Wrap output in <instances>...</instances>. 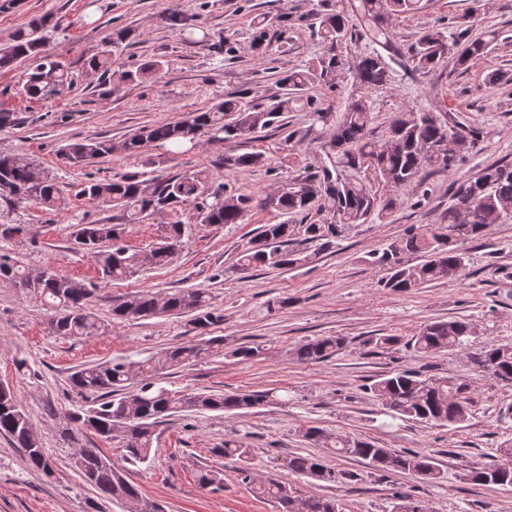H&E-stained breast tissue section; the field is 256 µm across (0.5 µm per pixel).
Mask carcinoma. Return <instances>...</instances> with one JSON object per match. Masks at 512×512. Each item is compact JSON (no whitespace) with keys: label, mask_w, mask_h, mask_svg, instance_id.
<instances>
[{"label":"carcinoma","mask_w":512,"mask_h":512,"mask_svg":"<svg viewBox=\"0 0 512 512\" xmlns=\"http://www.w3.org/2000/svg\"><path fill=\"white\" fill-rule=\"evenodd\" d=\"M342 2L318 0L307 29L323 46L324 53L304 65L279 72V92L268 102L249 104L242 96L227 97L190 113L184 120L143 126L120 141L96 138L70 142L62 148L64 159L74 166L112 153L136 159L149 146L176 155L197 137L216 145L248 143L265 130L287 128V114L297 111L308 114V125L290 131L285 142L296 148L309 137L320 136L330 113L312 90L347 71L367 91L390 84L395 73L394 57L403 55L390 21L417 10L419 0H349L348 6L341 8ZM165 22L179 32L186 44L198 42L199 33L204 31L198 18L169 14ZM57 26L50 16L34 18L11 35L9 46L0 49V69H10L24 60L35 61L23 86L31 99L45 100L73 85L71 73L48 48L47 31ZM129 36L127 28L112 30L102 39L100 50L87 60L91 71L108 77L114 91L155 77L164 66L161 60L150 59L134 70L113 67L112 57L122 53ZM498 37V31L492 29L473 35L469 20L462 17L446 31L438 27L425 30L408 47V53L417 71L431 70L448 56L454 60L455 68L466 70L494 49ZM360 39L374 49L351 59L336 53L338 46ZM373 122V112L365 98L349 103L336 124L326 161L288 176L276 192L265 196L241 192L226 181L212 179L203 170L167 178H146L141 172H133L112 180L89 181L81 188L80 196L119 209L128 224H138L153 214L171 216L161 240L147 250H131L119 243L117 225L81 223L75 225L74 241L94 259L101 283L30 269L6 254H0V280L13 283L24 297L53 311L50 326L55 335L74 340L100 336L106 332L107 324L90 311L100 285L124 281L146 268L171 263L183 248L185 225L181 212L185 208L192 209L197 224H243L255 210L274 212L276 222L261 225L239 253L235 269L241 274L256 268L291 270L315 262L323 252L334 248L347 228L373 218L386 219L396 208V199L378 193L376 186L422 187L426 174L433 171L451 176L464 155L448 151L445 142L454 137L474 140L480 136L479 129L437 112L403 109L380 138L373 134ZM217 164L226 174L262 167L274 171L271 161L259 150H232L222 154ZM448 194L451 203L442 212L440 223L420 231L411 228L368 254L367 262L385 271L379 281L381 287L404 293L423 284L466 276L468 257L464 245L480 238L489 226L512 221V211H505V207H512V162L492 163L466 180L455 179L448 184ZM30 201L48 210L67 206V198L52 175L32 161L0 154V238L9 239L24 232L23 225L10 218V206ZM405 253L418 254L423 261L407 266L402 260ZM166 313L192 315L194 327L201 332L224 321V315L214 307L211 292L205 288L167 293L142 290L112 300L111 315L116 324ZM473 335V324L465 319L438 321L420 328L407 347L420 355L466 351L477 369L512 386V345L487 343L476 348ZM344 344L345 339L339 336L317 337L298 344L292 355L299 361L319 362L336 355ZM202 351L199 344H180L156 359L117 358L80 368L70 375L69 383L85 404L59 416L61 435L77 440L76 425L104 440L117 434L128 460L146 462L153 448L155 427L177 413H231L288 402L285 389L223 393L203 390L179 395L157 382L160 371L195 359ZM367 390L395 418L448 426L468 419L469 387L446 377L423 378L412 370L396 369L373 381ZM0 435L9 437L14 447L22 449L28 467L52 473L53 462L43 448L42 436L32 427L11 389L2 385ZM302 437L338 456L365 461L380 478L397 472L419 475L423 471L427 483H437L442 478L430 455L398 452L372 440L336 436L317 427L303 429ZM214 452L241 462L251 457V448L233 438L224 440V447ZM496 452V463H474L469 467V480L512 485V444ZM78 469L85 484L98 495V500L89 504L88 512H100L102 499L122 502L129 512H164L159 503L143 498L124 471L99 449L89 448L86 455L79 456ZM288 469L295 475L329 483L353 478L315 454L290 456ZM241 474L243 483L256 497L276 502L280 512H344L343 504L335 498H299L278 479L256 482L247 467L241 468ZM198 482L204 488L218 489L224 484V473L203 469L198 473ZM393 506L400 507L399 512H425L423 502L410 494H397Z\"/></svg>","instance_id":"obj_1"}]
</instances>
